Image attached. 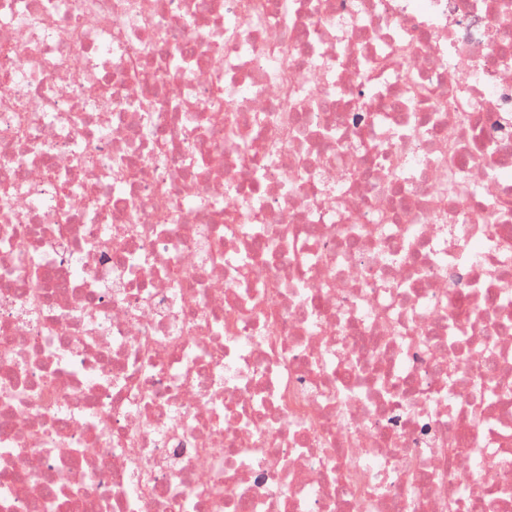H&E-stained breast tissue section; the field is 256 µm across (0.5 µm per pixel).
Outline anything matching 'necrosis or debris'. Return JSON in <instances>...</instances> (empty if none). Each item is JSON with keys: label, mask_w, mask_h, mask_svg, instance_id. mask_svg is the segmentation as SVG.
Returning a JSON list of instances; mask_svg holds the SVG:
<instances>
[{"label": "necrosis or debris", "mask_w": 512, "mask_h": 512, "mask_svg": "<svg viewBox=\"0 0 512 512\" xmlns=\"http://www.w3.org/2000/svg\"><path fill=\"white\" fill-rule=\"evenodd\" d=\"M95 2L0 0V512H512V0Z\"/></svg>", "instance_id": "obj_1"}]
</instances>
